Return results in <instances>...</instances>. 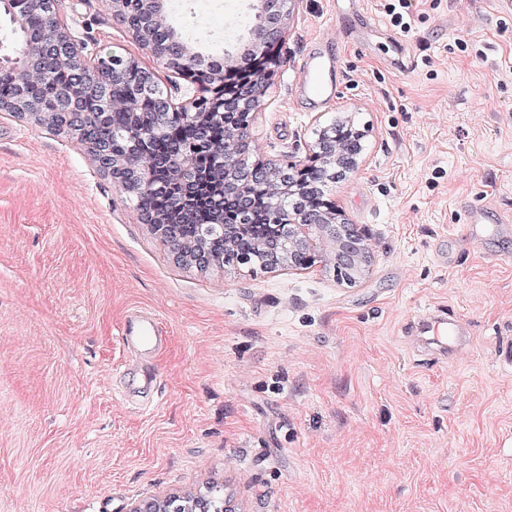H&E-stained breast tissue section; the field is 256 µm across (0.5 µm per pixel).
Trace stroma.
I'll return each mask as SVG.
<instances>
[{"mask_svg":"<svg viewBox=\"0 0 512 512\" xmlns=\"http://www.w3.org/2000/svg\"><path fill=\"white\" fill-rule=\"evenodd\" d=\"M300 0L248 128L252 159L307 161L318 125L364 127L327 199L369 236L353 286L177 264L68 135L0 112V512H128L224 492L231 512H512V228L472 245L466 206L512 216V16L494 0ZM95 50L168 73L109 0H56ZM219 54L248 0H169ZM342 68L297 89L314 52ZM461 318L465 345L412 326ZM156 317L158 349L121 330ZM384 6L386 13L390 16V21L394 27H399L401 31L405 32L410 27V16H411V0H389Z\"/></svg>","mask_w":512,"mask_h":512,"instance_id":"stroma-1","label":"stroma"}]
</instances>
